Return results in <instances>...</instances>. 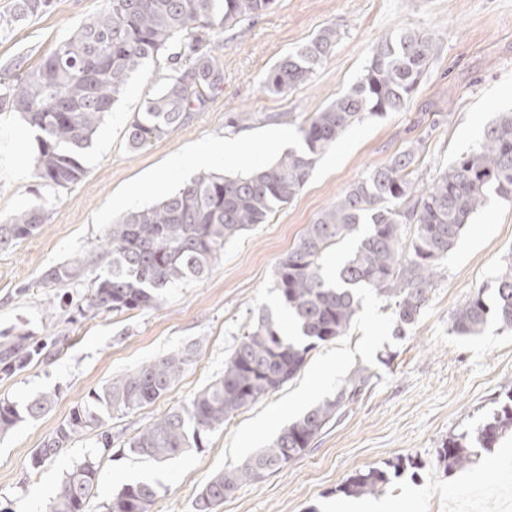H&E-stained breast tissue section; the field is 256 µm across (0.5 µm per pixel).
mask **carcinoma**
<instances>
[{"label": "carcinoma", "mask_w": 512, "mask_h": 512, "mask_svg": "<svg viewBox=\"0 0 512 512\" xmlns=\"http://www.w3.org/2000/svg\"><path fill=\"white\" fill-rule=\"evenodd\" d=\"M274 0H109L106 12L59 42L35 68L20 59L16 81L0 87V107L21 113L38 132L35 175L58 188L84 174L82 156L105 114L129 77L144 61L178 34L185 38L172 55L177 65L170 81L148 98L128 128V142L143 148L161 140L200 109L220 89L224 73L209 47L211 34L229 23L257 17ZM50 0H14L4 28H16L47 11ZM336 45V30L326 27L308 43L282 57L264 76L271 93H284L307 82L315 67ZM430 38L400 30L372 49L359 81L346 94L312 113L299 126L302 149L283 155L274 165L244 178L202 173L159 203L124 214L98 243L74 264L46 270L41 279L61 285L92 276L85 316L100 310L154 307L163 289L205 275L223 254L224 245L292 200L305 185L315 159L331 148L352 125L370 117L401 111L418 86L429 56ZM414 154H400L372 170L327 206L307 225L297 243L275 266L276 290L296 323L298 335L283 336L265 308L224 363V374L199 390L188 404L175 408L136 435L129 450L156 462L202 447L206 436L243 407L274 393L301 370L308 353L347 335L359 308L356 290L367 288L393 303L396 332L401 335L424 309L427 292L448 253L488 192L512 200V111L502 112L484 130L480 142L459 156L428 185L409 178ZM47 220L41 208L0 217V250L32 236ZM414 226L404 237L403 227ZM356 239L347 261L330 276L327 253ZM108 268L100 273L103 261ZM486 288L473 289L452 313L459 335L475 336L489 315L512 327V261L494 279L493 305ZM45 344L17 332L0 340V372L24 370ZM198 357L187 347L143 364L93 392L34 450L38 467L56 456L75 436L93 432L99 453L85 457L63 480L45 512H84L98 476V454L112 449L103 431L114 412H130L165 395ZM372 380L357 368L332 399L314 406L282 428L272 443L241 464L218 474L198 493L195 512H212L239 485L273 474L302 455L333 419L339 418ZM55 395L42 392L23 404L0 400V434L50 410ZM512 432V392L476 428V439L491 447ZM461 439L438 450V462L461 469L470 451ZM389 482V471L370 467L350 476L346 494H373ZM158 496L148 481L123 484L107 504L108 512H150Z\"/></svg>", "instance_id": "carcinoma-1"}]
</instances>
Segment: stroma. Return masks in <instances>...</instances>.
<instances>
[{
	"label": "stroma",
	"instance_id": "stroma-1",
	"mask_svg": "<svg viewBox=\"0 0 512 512\" xmlns=\"http://www.w3.org/2000/svg\"><path fill=\"white\" fill-rule=\"evenodd\" d=\"M107 7L108 0H52L46 13L1 34L0 82L15 80L16 57L38 65ZM328 26L337 32L336 45L309 82L282 94L268 92L262 84L267 71ZM401 29L427 35L436 46L405 108L350 127L316 159L294 200L268 223L227 243L207 275L169 286L157 307L86 316L77 305L90 294V279L64 286L42 281L43 271L76 261L98 242L125 213L121 198L129 195L136 207L148 206L197 176V144L235 136L254 140V156L216 166V173L230 177L272 165L287 149H301L302 121L347 93L376 42ZM213 42L224 83L200 111L162 140L144 148L129 145L130 122L171 73L168 52H159L128 81L86 152L84 176L65 189L36 178V131L20 114L0 111V137L19 138L16 164L0 163V216L31 207L47 214L33 236L0 252V337L21 330L52 344L24 371L0 373V398L55 396L46 415L0 438V503L12 512H45L66 475L96 449L97 437L76 436L38 467L31 463L34 449L109 380L190 346L199 357L167 394L106 421L113 447L99 460L85 512H105L113 491L141 479L159 490L151 512H194L209 480L334 397L360 367L373 372L372 384L339 420L299 458L262 481L240 485L214 512H327L349 476L400 457L411 459V466L382 492L411 491L415 512H512V437L485 448L474 436L512 390V328L491 318L478 336L451 329L452 313L473 288L492 287L497 271L512 259V201L493 193L464 229L404 335L394 333L392 305L363 291L346 336L311 350L293 379L209 433L203 447L163 463L130 453L129 442L142 429L223 375L225 360L260 307L284 320L275 265L325 207L409 149L415 152L414 178L430 182L476 147L498 113L512 109V0H276L266 13L225 26ZM281 130L288 131L290 147L273 143V132ZM329 361L332 375L315 379L316 367ZM249 430L257 438L246 447L241 436ZM460 435L470 460L450 471L438 462L437 451Z\"/></svg>",
	"mask_w": 512,
	"mask_h": 512
}]
</instances>
